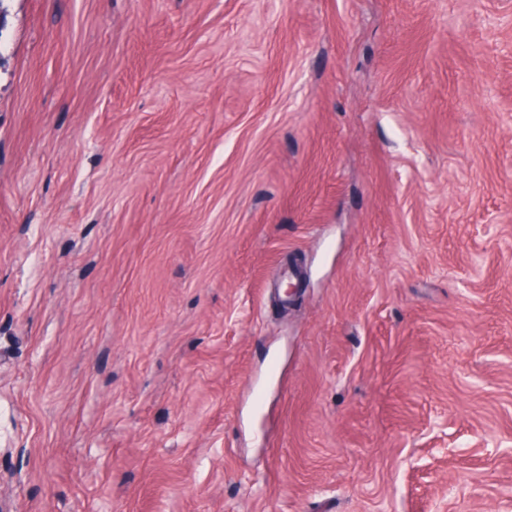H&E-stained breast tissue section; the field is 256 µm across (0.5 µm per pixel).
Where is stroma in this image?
<instances>
[{"mask_svg":"<svg viewBox=\"0 0 512 512\" xmlns=\"http://www.w3.org/2000/svg\"><path fill=\"white\" fill-rule=\"evenodd\" d=\"M0 512H512V0H0Z\"/></svg>","mask_w":512,"mask_h":512,"instance_id":"obj_1","label":"stroma"}]
</instances>
